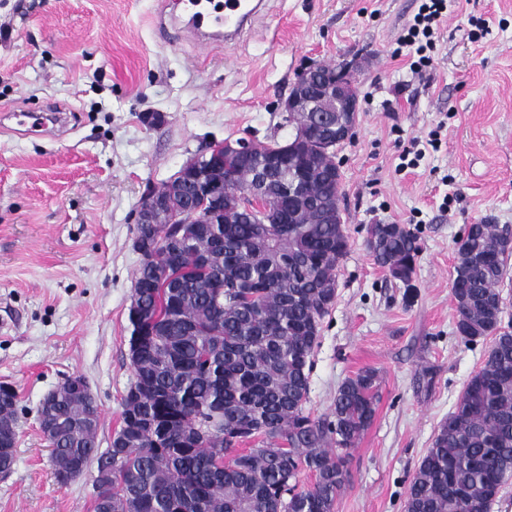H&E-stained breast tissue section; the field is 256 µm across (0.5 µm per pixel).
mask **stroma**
I'll list each match as a JSON object with an SVG mask.
<instances>
[{"label": "stroma", "instance_id": "35a3bbf8", "mask_svg": "<svg viewBox=\"0 0 512 512\" xmlns=\"http://www.w3.org/2000/svg\"><path fill=\"white\" fill-rule=\"evenodd\" d=\"M418 0H267L241 38L206 49L158 9L177 0H6L0 22V382L18 392L16 462L0 475V512H93L92 477L57 483L38 410L82 375L108 448L132 379L128 309L141 257L134 210L212 141H286L282 103L310 63L359 66L353 137L336 150L347 254L309 376L307 408L330 412L365 368L380 398L350 457L335 512H405L413 471L483 364L490 339L456 332L452 278L468 225L512 231V0H453L437 64L410 72L399 37ZM489 28L471 42L474 21ZM67 112L27 133L10 115ZM439 130L438 149L427 148ZM418 146V166L403 167ZM420 246L411 284L378 266L376 223Z\"/></svg>", "mask_w": 512, "mask_h": 512}]
</instances>
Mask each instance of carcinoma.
I'll list each match as a JSON object with an SVG mask.
<instances>
[{"label": "carcinoma", "instance_id": "1", "mask_svg": "<svg viewBox=\"0 0 512 512\" xmlns=\"http://www.w3.org/2000/svg\"><path fill=\"white\" fill-rule=\"evenodd\" d=\"M334 148L309 147L275 171L267 208L233 213L232 224H199L186 245L177 224H138L141 254L128 319L133 380L112 447L99 450L101 411L65 391L54 398L63 429L49 439L57 479L95 466L94 512H334L350 478L349 450L371 425L375 370L340 385L325 417L306 412L321 320L336 298L335 269L348 249L327 210L340 187ZM299 181L312 203L305 224H278L283 184ZM240 165L227 198L250 190ZM158 194L180 213L198 206L166 183ZM380 267L410 283L420 250L399 224H371ZM512 247L494 224H471L458 240L452 294L456 331L493 337L439 426L410 482L406 512H491L512 479V326H503L499 288ZM18 394L0 385V470L15 462ZM307 471L314 482L298 488Z\"/></svg>", "mask_w": 512, "mask_h": 512}]
</instances>
